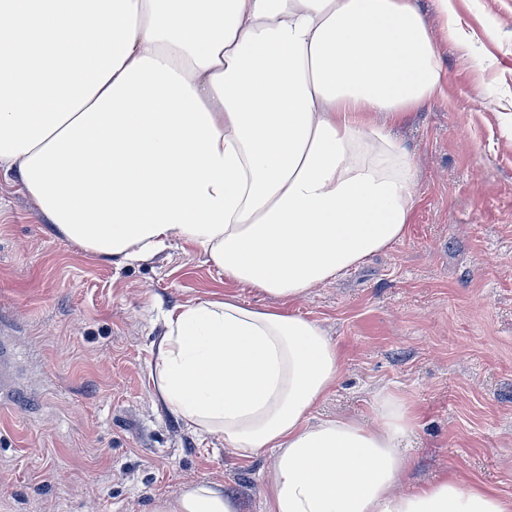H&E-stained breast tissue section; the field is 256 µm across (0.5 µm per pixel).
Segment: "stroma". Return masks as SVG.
I'll return each instance as SVG.
<instances>
[{"mask_svg":"<svg viewBox=\"0 0 512 512\" xmlns=\"http://www.w3.org/2000/svg\"><path fill=\"white\" fill-rule=\"evenodd\" d=\"M452 7L448 97L395 129L419 174L406 237L294 309L342 354L312 418L372 422L374 393L388 390L418 416L408 486L448 473L512 501V0ZM224 292L272 303L197 250L115 268L52 233L0 176V317L24 391L0 407V512H153L181 484L208 480L242 512H263L269 454L239 459L151 394L162 312Z\"/></svg>","mask_w":512,"mask_h":512,"instance_id":"stroma-1","label":"stroma"}]
</instances>
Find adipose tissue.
I'll return each mask as SVG.
<instances>
[{"label": "adipose tissue", "mask_w": 512, "mask_h": 512, "mask_svg": "<svg viewBox=\"0 0 512 512\" xmlns=\"http://www.w3.org/2000/svg\"><path fill=\"white\" fill-rule=\"evenodd\" d=\"M439 30L415 0H0V174L67 241L116 267L198 249L274 299L167 311L153 398L249 459L265 512H512L443 477L406 488L416 416L312 419L341 353L290 303L402 240L418 170L392 128L444 97ZM154 512H239L217 481Z\"/></svg>", "instance_id": "ef3b65f1"}]
</instances>
